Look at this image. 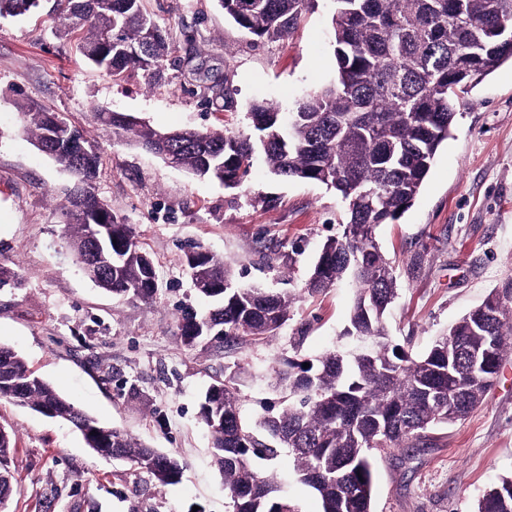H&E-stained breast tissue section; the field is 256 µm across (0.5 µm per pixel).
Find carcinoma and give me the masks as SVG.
Instances as JSON below:
<instances>
[{"label": "carcinoma", "instance_id": "1", "mask_svg": "<svg viewBox=\"0 0 512 512\" xmlns=\"http://www.w3.org/2000/svg\"><path fill=\"white\" fill-rule=\"evenodd\" d=\"M27 0H0V18L29 12ZM224 15L254 43L290 33L309 0H218ZM334 85L283 112L265 103L249 117L254 136L217 130H159L121 112H99L113 131L199 178L236 188L253 155L262 153L276 177L309 180L336 190L348 219L327 239L302 292L320 294L342 281L355 289L344 335L373 341L372 353L328 351L309 367L288 361L275 385L288 405L248 420L237 374L212 383L199 417L211 436L214 466L228 512H297L271 473L257 468L288 449L293 472L320 498L322 512H372L376 455L425 445L427 431L466 419L483 402L487 376L512 354V280L461 316L419 355L393 344L386 318L398 296L392 262L375 229L396 220L415 199L440 145L448 139L463 95L494 69L512 62V0H335ZM61 32L86 30L83 56L106 74L133 65L160 73L170 46L144 13L142 0H64ZM157 31L144 63L132 59L149 29ZM36 147L74 178L64 206L65 231L83 272L118 296L149 302L158 284L152 259L132 228L114 221L94 192L98 156L92 143L56 112L23 111ZM197 292L216 306L178 323L187 347L204 342L277 335L290 316L292 294L237 285L218 255L197 246L185 255ZM0 400L71 425L88 448L118 451L159 483L178 482L174 456L102 425L0 343ZM13 435L0 429V487H12ZM477 512H512V475L483 492Z\"/></svg>", "mask_w": 512, "mask_h": 512}]
</instances>
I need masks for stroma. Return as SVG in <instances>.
<instances>
[{
  "label": "stroma",
  "mask_w": 512,
  "mask_h": 512,
  "mask_svg": "<svg viewBox=\"0 0 512 512\" xmlns=\"http://www.w3.org/2000/svg\"><path fill=\"white\" fill-rule=\"evenodd\" d=\"M143 7L172 47L156 80L133 67L115 78L91 65L77 35L61 33L56 0L0 18V266L17 275L0 285V342L104 425L187 468L180 483L160 485L93 454L69 425L0 401V427L16 440L18 486L7 512H227L199 418L209 385L238 372L244 413H274L281 395L273 367L354 345L343 335L353 289L341 284L317 297L300 291L326 239L343 230L345 208L334 190L280 180L259 153L246 181L227 188L96 120L109 110L161 130L249 135L254 104L287 110L335 82L333 0H309L287 38L259 44L225 18L217 0H143ZM25 103L59 113L94 144L96 193L154 261L151 303L113 296L80 269L64 231V191L73 179L24 131ZM376 240L399 288L388 332L415 354L512 277L511 63L466 95L412 205L379 225ZM194 245L222 256L236 283L295 293L276 336L181 344L182 312L205 307L184 264ZM435 437V447L405 462L378 458L373 512H474L484 490L512 474V355L482 405ZM266 468L299 512H322L287 453Z\"/></svg>",
  "instance_id": "stroma-1"
}]
</instances>
